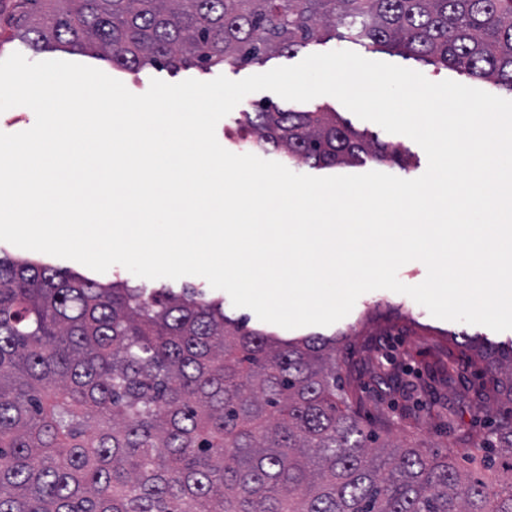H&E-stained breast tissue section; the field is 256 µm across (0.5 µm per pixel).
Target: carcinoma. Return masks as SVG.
<instances>
[{"label":"carcinoma","instance_id":"carcinoma-1","mask_svg":"<svg viewBox=\"0 0 512 512\" xmlns=\"http://www.w3.org/2000/svg\"><path fill=\"white\" fill-rule=\"evenodd\" d=\"M50 41L119 70L236 68L324 36L512 93V0H21ZM296 166L409 157L330 108L242 113ZM510 406L482 469L360 424L336 341L283 340L192 288L149 292L0 257V512H512V344L482 350Z\"/></svg>","mask_w":512,"mask_h":512}]
</instances>
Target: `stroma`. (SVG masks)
I'll use <instances>...</instances> for the list:
<instances>
[{
    "label": "stroma",
    "mask_w": 512,
    "mask_h": 512,
    "mask_svg": "<svg viewBox=\"0 0 512 512\" xmlns=\"http://www.w3.org/2000/svg\"><path fill=\"white\" fill-rule=\"evenodd\" d=\"M347 49L369 60L416 70L434 82L445 79L465 85L470 82L467 75L453 69L437 70L385 48H367L337 39L310 43L305 53ZM15 52L31 61L64 60L98 68L123 82L135 94L145 93L155 78L178 83L189 78L208 81L215 77L214 72L197 68L148 69L137 74L119 71L105 58H89L61 48L39 50L14 37L10 31L0 32V60ZM319 106L335 108L357 129L415 155L418 166L412 170V177L425 172L426 154L412 139L386 132L373 122L354 117L331 96H320L304 104L308 110ZM41 260L60 271L78 273L93 280H127L134 285L143 284L150 291L170 289L178 292L189 287L205 300L222 302L229 318L248 319L250 327L257 329L264 326L250 309L234 307L225 291L212 288L199 276L143 281L119 265L100 274L76 261L48 254L42 255ZM274 332L283 339L313 333L336 337L341 375L354 399L358 416L366 424L389 425L388 437L394 444L412 443L427 452L451 454L463 465L468 464L470 458L482 456V446L490 436L497 406L481 402V395L487 392L486 377L462 340L467 337L499 345L512 341V330L496 332L482 325L438 319L409 296L374 290L361 295L352 311L332 325L296 329L278 326ZM408 368L415 371V380L398 381V374Z\"/></svg>",
    "instance_id": "obj_1"
}]
</instances>
